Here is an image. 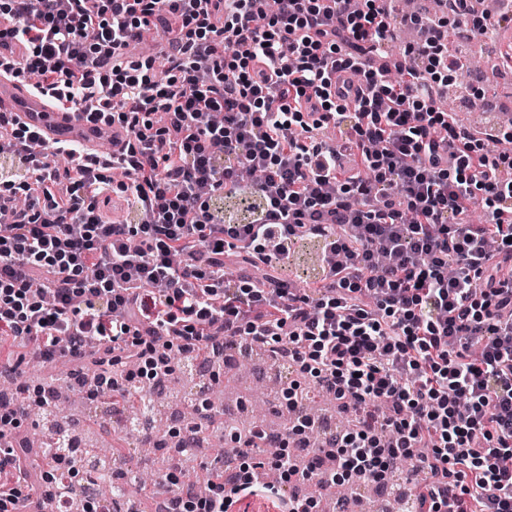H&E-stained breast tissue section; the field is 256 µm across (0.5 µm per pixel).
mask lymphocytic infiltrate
Instances as JSON below:
<instances>
[{"instance_id":"f902f5d3","label":"lymphocytic infiltrate","mask_w":512,"mask_h":512,"mask_svg":"<svg viewBox=\"0 0 512 512\" xmlns=\"http://www.w3.org/2000/svg\"><path fill=\"white\" fill-rule=\"evenodd\" d=\"M382 2L0 0V48H24L17 74L129 137L120 158L75 168L0 113V197L24 198L0 212V366L64 356L79 374L97 358L80 385L91 398L232 339L294 366L289 407L311 384L352 421L303 466L288 449L302 420L237 438L242 468L232 482L213 470L203 512L248 497L310 512L319 496L288 484H377L400 461L413 512H512V152L485 145L512 143V126L478 137L437 94L465 70L449 24L498 20L456 0L454 21L388 63ZM158 28L163 58L133 54ZM335 72L352 103L330 96ZM224 196L254 218L212 209ZM305 237L322 244L326 283L301 291L276 268ZM230 255L264 276L227 277ZM261 447L278 482L260 478ZM38 505L20 452L0 446V512Z\"/></svg>"}]
</instances>
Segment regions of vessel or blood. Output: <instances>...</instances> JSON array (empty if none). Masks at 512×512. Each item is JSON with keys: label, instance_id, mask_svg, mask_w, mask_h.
I'll list each match as a JSON object with an SVG mask.
<instances>
[{"label": "vessel or blood", "instance_id": "1", "mask_svg": "<svg viewBox=\"0 0 512 512\" xmlns=\"http://www.w3.org/2000/svg\"><path fill=\"white\" fill-rule=\"evenodd\" d=\"M0 112L12 113L16 122L34 131L42 144L71 149L70 161L76 167L100 152L103 142L127 139L123 129L59 104L6 66L0 68Z\"/></svg>", "mask_w": 512, "mask_h": 512}]
</instances>
